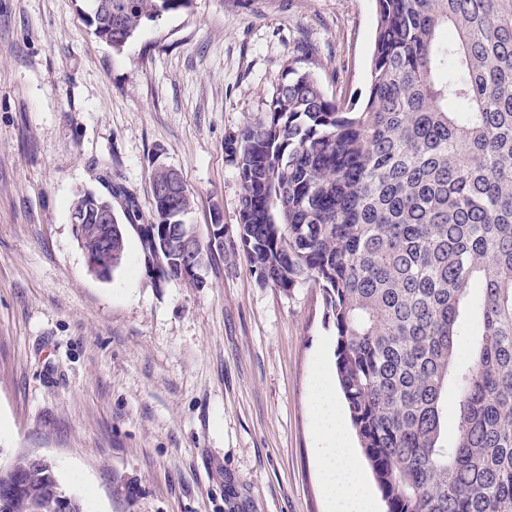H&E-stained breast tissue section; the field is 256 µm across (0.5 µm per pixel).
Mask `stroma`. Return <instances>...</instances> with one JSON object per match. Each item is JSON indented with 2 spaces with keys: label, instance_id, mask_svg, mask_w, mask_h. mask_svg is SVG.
<instances>
[{
  "label": "stroma",
  "instance_id": "1",
  "mask_svg": "<svg viewBox=\"0 0 512 512\" xmlns=\"http://www.w3.org/2000/svg\"><path fill=\"white\" fill-rule=\"evenodd\" d=\"M86 0H0V464L34 452L85 512H326L311 387L335 376L320 288L260 284L245 253L204 287L156 282L128 233L107 279L68 220L121 179L143 216L156 165L187 223H238L228 135L289 68L367 89L376 0H193L113 51ZM156 168L164 171L166 173V177L164 181L152 184V193L162 198L172 195L178 189L177 184L179 180H182L179 171L166 165H158ZM156 168L152 172V181L154 182L157 181L159 177V173Z\"/></svg>",
  "mask_w": 512,
  "mask_h": 512
}]
</instances>
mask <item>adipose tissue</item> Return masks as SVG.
<instances>
[{
  "mask_svg": "<svg viewBox=\"0 0 512 512\" xmlns=\"http://www.w3.org/2000/svg\"><path fill=\"white\" fill-rule=\"evenodd\" d=\"M312 396L318 410L317 466L328 512H378L376 500L357 463L335 385L329 378H321Z\"/></svg>",
  "mask_w": 512,
  "mask_h": 512,
  "instance_id": "1",
  "label": "adipose tissue"
}]
</instances>
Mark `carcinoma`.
Returning a JSON list of instances; mask_svg holds the SVG:
<instances>
[{"label":"carcinoma","mask_w":512,"mask_h":512,"mask_svg":"<svg viewBox=\"0 0 512 512\" xmlns=\"http://www.w3.org/2000/svg\"><path fill=\"white\" fill-rule=\"evenodd\" d=\"M191 2L89 0L90 26L120 51ZM377 12L364 99L329 98L291 68L264 117L225 139L239 221L206 259L241 248L263 285L322 288L338 382L387 512H512V0H377ZM163 225L152 207L139 240L168 282ZM83 243L121 264L125 244ZM18 474L26 488L0 512H52L67 495L50 464L0 466V486Z\"/></svg>","instance_id":"obj_1"}]
</instances>
